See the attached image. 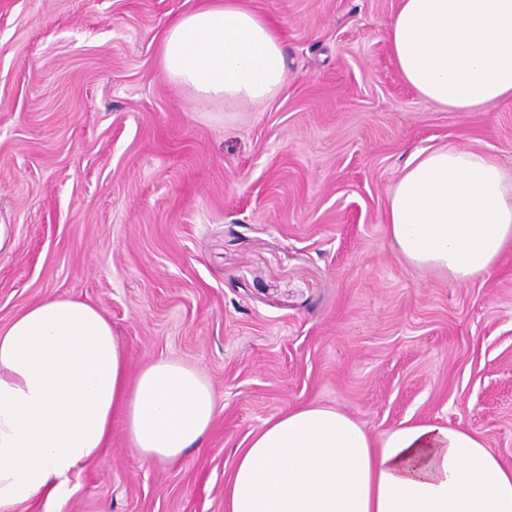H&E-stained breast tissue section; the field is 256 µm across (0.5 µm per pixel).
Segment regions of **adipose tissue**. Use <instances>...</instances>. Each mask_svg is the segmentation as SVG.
I'll list each match as a JSON object with an SVG mask.
<instances>
[{
    "mask_svg": "<svg viewBox=\"0 0 512 512\" xmlns=\"http://www.w3.org/2000/svg\"><path fill=\"white\" fill-rule=\"evenodd\" d=\"M390 55L424 99L473 112L512 98V0H399ZM161 67L199 102L264 105L287 62L275 26L240 0L177 17ZM386 224L411 265L465 284L512 247V167L441 146L411 154ZM217 414L211 384L176 360L129 379L103 312L49 298L0 329V512L35 497L54 512L122 417L132 452L172 461L199 447ZM224 512H512V467L483 436L434 421L370 436L347 413L309 404L268 420L237 449Z\"/></svg>",
    "mask_w": 512,
    "mask_h": 512,
    "instance_id": "ef3b65f1",
    "label": "adipose tissue"
}]
</instances>
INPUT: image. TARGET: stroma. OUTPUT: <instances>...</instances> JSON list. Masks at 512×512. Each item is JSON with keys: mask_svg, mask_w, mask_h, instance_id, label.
Segmentation results:
<instances>
[{"mask_svg": "<svg viewBox=\"0 0 512 512\" xmlns=\"http://www.w3.org/2000/svg\"><path fill=\"white\" fill-rule=\"evenodd\" d=\"M203 0H0V329L65 297L98 306L128 372L197 369L199 449L143 461L122 420L60 512H224L236 449L308 403L377 435L437 421L512 465V250L460 285L393 248L387 195L413 151L512 166V101L428 102L384 26L398 0H247L288 79L263 107H203L160 35Z\"/></svg>", "mask_w": 512, "mask_h": 512, "instance_id": "obj_1", "label": "stroma"}]
</instances>
